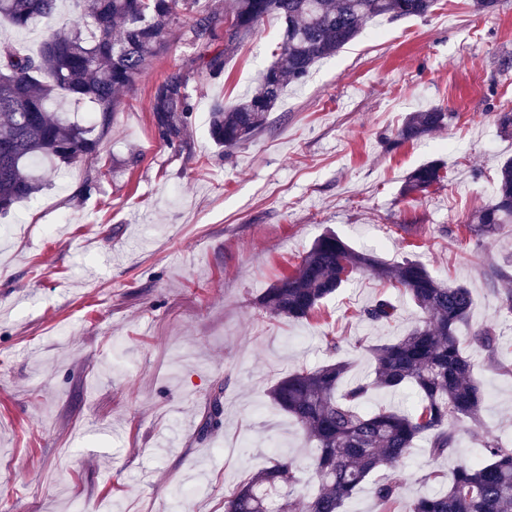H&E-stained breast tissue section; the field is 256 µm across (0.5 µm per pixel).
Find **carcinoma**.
Wrapping results in <instances>:
<instances>
[{
	"instance_id": "cac0c4a2",
	"label": "carcinoma",
	"mask_w": 512,
	"mask_h": 512,
	"mask_svg": "<svg viewBox=\"0 0 512 512\" xmlns=\"http://www.w3.org/2000/svg\"><path fill=\"white\" fill-rule=\"evenodd\" d=\"M58 0H0V21L24 28L36 19L53 17ZM200 0H89L88 14L64 28L48 30L40 50L24 53L0 44V215L31 198L45 186V163L70 165L97 155L101 136L51 109L65 97L70 104L97 105L102 128L109 127L120 101L118 93L133 88L165 46L168 26L179 10L193 13L191 42L199 49L197 74L215 77L224 69V55L213 54L219 37L229 42L253 34L261 22L280 19V59L261 74L255 89L226 109L218 102L210 112V137L231 149L251 140L268 123L283 91L302 83L315 64L351 45L366 24L380 16L425 17L435 0H235L221 13ZM231 30L219 34L225 19ZM120 23L118 33L112 22ZM160 141L174 145L186 134L193 112L187 79L180 73L156 85L152 100ZM451 113L435 106L410 114L394 143L417 141L448 125ZM444 180L443 169L423 164L414 169L405 193L424 192ZM503 224H512V159L497 173L490 203L473 214L469 226L491 238ZM368 272L402 290L420 309L421 319L403 336L370 347L374 377L350 380L344 361L294 371L268 391L272 404L292 417L315 448L317 491L297 502L293 459L281 455L252 474L224 498V512H346V502L369 478L374 496L402 505V512H512V447L482 428L484 395L473 377L475 362L465 355L461 328L468 325L473 296L464 285L434 277L418 261L387 262L357 252L334 234L320 236L295 271L266 289L259 308L276 318H310L321 302L336 293L352 271ZM371 324H389L395 306L380 298L360 311ZM469 341L492 361L502 352L500 335L487 325L469 333ZM413 387L420 395L414 412L392 407L366 408L374 389L397 391ZM214 404L199 424L196 438L215 431L211 416H222ZM470 420L471 435L481 446L477 462H463L452 481L434 469L422 480L434 491L410 501L402 498L400 467L417 441L434 459L458 446L455 422Z\"/></svg>"
}]
</instances>
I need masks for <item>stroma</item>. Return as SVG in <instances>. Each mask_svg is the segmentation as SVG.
I'll use <instances>...</instances> for the list:
<instances>
[{"instance_id":"35a3bbf8","label":"stroma","mask_w":512,"mask_h":512,"mask_svg":"<svg viewBox=\"0 0 512 512\" xmlns=\"http://www.w3.org/2000/svg\"><path fill=\"white\" fill-rule=\"evenodd\" d=\"M84 10L85 0H59L51 22H1L0 40L38 51L48 27ZM191 18L181 13L165 51L124 94L98 157L52 171L39 194L0 216V512H224L225 494L282 452L297 466L294 498L313 492L314 450L267 389L338 359L352 378L372 377L359 340L405 335L421 317L399 289L361 271L310 319L260 313L265 289L328 232L471 289V328L494 325L505 349L498 364L469 349L484 429L511 442L512 316L499 315L490 276L506 269L512 288V224L485 239L468 220L512 158V136L494 121L512 111V0L489 14L472 0H438L424 18H375L230 151L211 140L209 112L255 88L278 58L281 23L267 18L229 51L216 41L224 70L202 80ZM173 72L188 77L194 111L184 139L168 146L151 94ZM434 106L453 112L448 128L389 146L406 116ZM431 161L444 181L404 195L408 174ZM381 295L395 320L362 321L359 310ZM218 385L222 424L201 442ZM469 427L460 422L452 456L410 453L404 499L429 492L428 471L479 458ZM195 477L197 495L175 505Z\"/></svg>"}]
</instances>
